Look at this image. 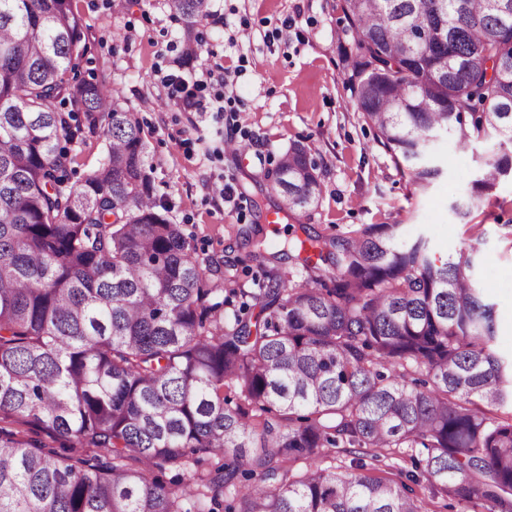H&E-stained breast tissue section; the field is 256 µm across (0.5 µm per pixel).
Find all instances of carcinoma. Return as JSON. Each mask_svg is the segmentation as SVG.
I'll use <instances>...</instances> for the list:
<instances>
[{
    "mask_svg": "<svg viewBox=\"0 0 512 512\" xmlns=\"http://www.w3.org/2000/svg\"><path fill=\"white\" fill-rule=\"evenodd\" d=\"M488 2L339 0L350 100L422 191L442 173L424 161L435 135L498 138L474 197L512 175V0ZM171 8L189 33L208 17L207 0ZM88 52L70 0H0V421L83 449L0 428V512H428L408 480L512 512V411L491 416L512 407V362L482 237L442 259L401 224L303 225L257 244L247 290L160 211L133 109L73 76ZM101 125L100 167L69 182L70 145ZM270 179L289 217L322 194L300 143ZM348 448L414 470L313 465ZM380 461H373L369 457H364L366 472L375 476L398 479L400 470L406 472L411 470V462L408 457L402 458L399 454H392L388 452H380Z\"/></svg>",
    "mask_w": 512,
    "mask_h": 512,
    "instance_id": "cac0c4a2",
    "label": "carcinoma"
}]
</instances>
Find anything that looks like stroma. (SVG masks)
<instances>
[{
  "label": "stroma",
  "mask_w": 512,
  "mask_h": 512,
  "mask_svg": "<svg viewBox=\"0 0 512 512\" xmlns=\"http://www.w3.org/2000/svg\"><path fill=\"white\" fill-rule=\"evenodd\" d=\"M90 47L78 74L118 88L139 118L148 146L154 195L182 226L201 256L235 261L244 287L261 279L248 261L243 234L258 230L272 248L294 225L346 233L362 224H399L405 239L425 236L437 255H456L469 237L485 239L479 264L494 306L495 349L512 358V177L478 200L470 224L453 204L467 202L475 159L496 137L454 148L447 137L429 151L443 173L417 191L373 128L356 112L343 80L338 0H209L211 15L194 34L197 58L183 63L184 23L166 0H71ZM199 81L204 103L221 96L223 116L184 109L170 97L167 75ZM228 139L251 145L248 160L226 153ZM301 142L319 165L317 206L274 227L267 218L280 202L267 177L288 147ZM231 188L234 203L224 202Z\"/></svg>",
  "instance_id": "35a3bbf8"
}]
</instances>
